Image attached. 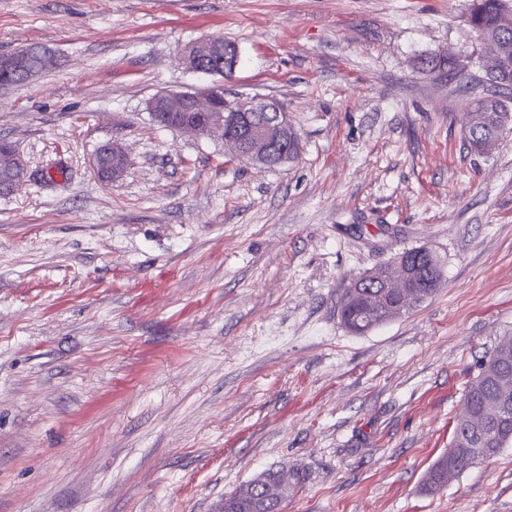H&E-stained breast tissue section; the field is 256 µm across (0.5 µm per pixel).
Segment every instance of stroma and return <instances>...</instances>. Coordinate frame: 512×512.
Segmentation results:
<instances>
[{
    "mask_svg": "<svg viewBox=\"0 0 512 512\" xmlns=\"http://www.w3.org/2000/svg\"><path fill=\"white\" fill-rule=\"evenodd\" d=\"M470 4L0 0V56L58 61L0 88L30 173L0 193V512H218L271 468L308 475L282 512H512V446L423 489L512 333V133L463 142ZM201 39L236 46L231 74L180 64ZM445 53L456 79L421 69ZM215 83L282 105L298 160L152 120L156 93ZM415 246L439 290L349 332L344 289ZM98 150L96 159L98 175L106 179L119 176L125 166H122V156H125L122 147L118 143L107 142L101 145Z\"/></svg>",
    "mask_w": 512,
    "mask_h": 512,
    "instance_id": "1",
    "label": "stroma"
}]
</instances>
